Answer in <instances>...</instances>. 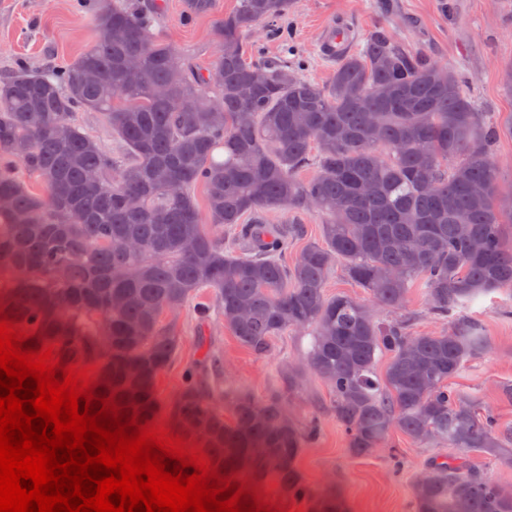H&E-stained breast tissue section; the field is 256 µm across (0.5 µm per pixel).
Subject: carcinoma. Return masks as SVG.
I'll return each instance as SVG.
<instances>
[{
  "label": "carcinoma",
  "mask_w": 512,
  "mask_h": 512,
  "mask_svg": "<svg viewBox=\"0 0 512 512\" xmlns=\"http://www.w3.org/2000/svg\"><path fill=\"white\" fill-rule=\"evenodd\" d=\"M289 4L240 0L217 26L211 67L196 73L143 13L81 0L97 32L90 48L44 72L20 61L0 77V305L37 330L32 345L44 340L61 362L96 366L98 395L115 394L122 410L147 420L166 414L219 472L252 478L272 501L348 512L298 470L317 426L299 427L283 397L235 394L225 399L227 421L192 373L172 404L158 399L180 345L162 317L209 288L224 326L255 354L286 331L311 336L306 367L328 385L355 454L393 431L463 451L416 479V512H460L459 503L512 512V487L470 462L512 454V427L449 384L488 344L465 309L512 288L501 232L512 197L498 196L494 151L512 124L476 108L462 70L384 29L337 58L325 85L286 59L248 61L247 39ZM80 110L100 114L121 157L79 130ZM18 163L44 195L21 183ZM306 169L312 175L300 177ZM272 210L288 213V228L268 223ZM307 215L320 218L321 240L288 262ZM226 228L245 251L224 249L216 230ZM338 265L369 302L327 294ZM417 285L448 332L378 320L380 310L403 309Z\"/></svg>",
  "instance_id": "1"
}]
</instances>
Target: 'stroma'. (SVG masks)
<instances>
[{"instance_id":"35a3bbf8","label":"stroma","mask_w":512,"mask_h":512,"mask_svg":"<svg viewBox=\"0 0 512 512\" xmlns=\"http://www.w3.org/2000/svg\"><path fill=\"white\" fill-rule=\"evenodd\" d=\"M129 2L143 9L153 30L201 72L218 51V21L238 4L212 0L209 11L196 14L188 0ZM332 24L349 31V53L361 49L375 29L390 30L411 49L465 71V90L481 111L501 124L512 119V95L501 83L503 69L512 66V0H291L283 18L253 34L249 57L265 62L285 58L299 63L301 75L311 82L327 83L336 61L323 53L321 40ZM94 36L92 20L75 0H0V75L19 61L43 69L75 58ZM211 303L210 289L202 288L175 315L180 348L158 379L160 399L172 402L187 371L198 368L203 357H211L220 364L219 369L206 371L207 382L219 388L216 402L233 392L257 399L281 394L299 424L319 421L317 441L304 448L297 462L311 489L336 492L350 512H415L414 482L438 456V449L395 433L372 454H353L332 412L329 388L310 374L293 391L285 381L288 367H304L310 337L287 331L274 338L268 355H255L237 342L218 314L200 321L198 307ZM468 313L481 324L489 345L466 364L453 385L503 425L512 426V400L503 395L512 387V293L479 296Z\"/></svg>"}]
</instances>
